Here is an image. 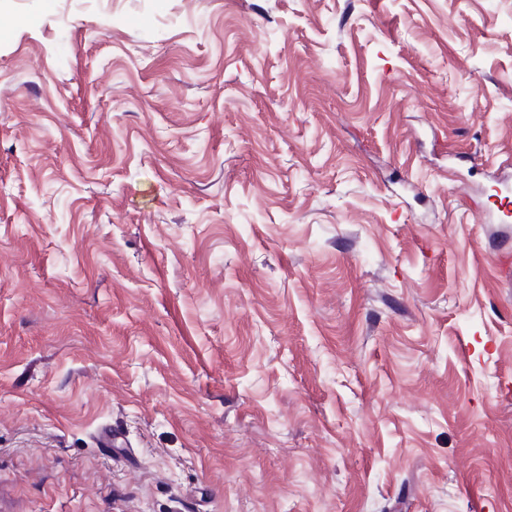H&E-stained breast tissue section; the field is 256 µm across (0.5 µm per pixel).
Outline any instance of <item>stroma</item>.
<instances>
[{"label": "stroma", "mask_w": 512, "mask_h": 512, "mask_svg": "<svg viewBox=\"0 0 512 512\" xmlns=\"http://www.w3.org/2000/svg\"><path fill=\"white\" fill-rule=\"evenodd\" d=\"M507 156L512 0H0V512H512Z\"/></svg>", "instance_id": "1"}]
</instances>
